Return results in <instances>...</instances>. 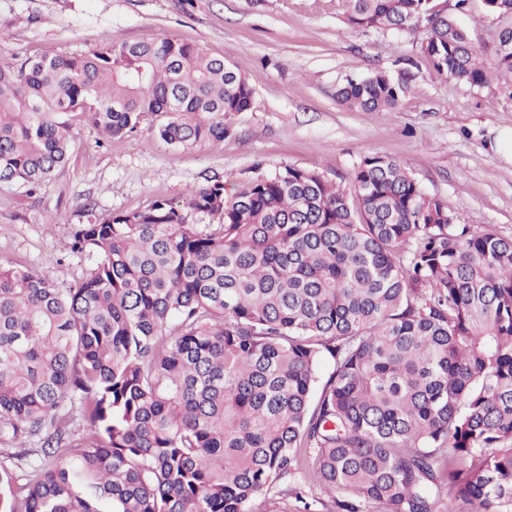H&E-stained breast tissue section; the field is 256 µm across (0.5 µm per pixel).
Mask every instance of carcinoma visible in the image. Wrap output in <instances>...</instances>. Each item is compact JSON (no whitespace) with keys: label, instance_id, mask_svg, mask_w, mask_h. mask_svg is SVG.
<instances>
[{"label":"carcinoma","instance_id":"1","mask_svg":"<svg viewBox=\"0 0 512 512\" xmlns=\"http://www.w3.org/2000/svg\"><path fill=\"white\" fill-rule=\"evenodd\" d=\"M345 5L353 28H425L440 76L512 77V0H484L502 22L491 59L434 0ZM412 80L378 71L337 99L392 111ZM253 95L168 38L0 65V178L48 182L74 114L110 138L156 116L186 150L223 141ZM452 219L370 155L348 191L286 165L81 224L96 265L66 291L1 263L0 512L326 506L306 486L329 512H512V237ZM67 406L84 431L55 426Z\"/></svg>","mask_w":512,"mask_h":512}]
</instances>
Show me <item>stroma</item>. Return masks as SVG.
<instances>
[{
    "mask_svg": "<svg viewBox=\"0 0 512 512\" xmlns=\"http://www.w3.org/2000/svg\"><path fill=\"white\" fill-rule=\"evenodd\" d=\"M473 45L493 56L500 19L482 0H437ZM161 37L230 59L254 90L224 141L191 150L164 143L151 121L130 138L101 137L72 117L64 167L34 192L0 181V263L48 271L76 286L94 266L72 249L77 225L164 197L184 202L213 179L241 185L284 166L316 170L350 188L368 155L406 164L456 223L512 236V81L472 87L438 76L419 54L423 31L354 29L343 0H0V62L80 54L102 41ZM417 63L409 94L391 112L353 111L336 92L349 79Z\"/></svg>",
    "mask_w": 512,
    "mask_h": 512,
    "instance_id": "1",
    "label": "stroma"
}]
</instances>
